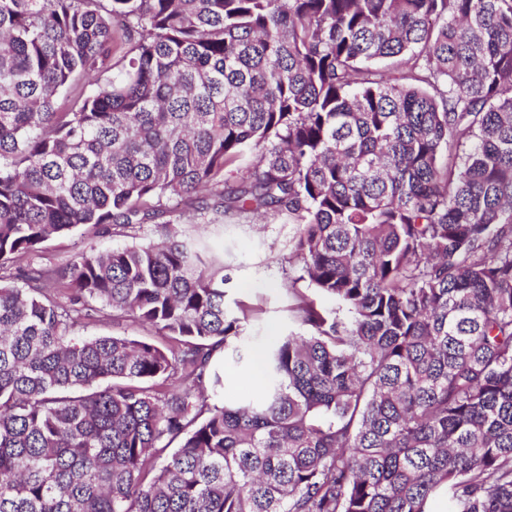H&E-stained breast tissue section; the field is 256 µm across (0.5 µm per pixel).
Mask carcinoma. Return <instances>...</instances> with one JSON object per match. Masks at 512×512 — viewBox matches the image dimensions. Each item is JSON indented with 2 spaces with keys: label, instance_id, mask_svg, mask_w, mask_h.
I'll use <instances>...</instances> for the list:
<instances>
[{
  "label": "carcinoma",
  "instance_id": "cac0c4a2",
  "mask_svg": "<svg viewBox=\"0 0 512 512\" xmlns=\"http://www.w3.org/2000/svg\"><path fill=\"white\" fill-rule=\"evenodd\" d=\"M206 187L295 225L299 279L337 303L290 288L307 332L266 345L254 398L219 397L248 315L173 220L40 264ZM101 309L160 340L77 335ZM440 491L512 512V0H0V512ZM169 219L164 217L156 223L146 224L139 232L136 238L127 236L117 230H110L108 233L94 235V229L88 226H82L74 230L66 237L57 238L49 241L42 253L40 261L49 268H57L64 264L70 257L78 251L87 241L93 240L101 250L125 246L131 243H148L157 240L153 224H161Z\"/></svg>",
  "mask_w": 512,
  "mask_h": 512
}]
</instances>
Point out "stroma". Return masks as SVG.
I'll return each mask as SVG.
<instances>
[{"instance_id": "obj_1", "label": "stroma", "mask_w": 512, "mask_h": 512, "mask_svg": "<svg viewBox=\"0 0 512 512\" xmlns=\"http://www.w3.org/2000/svg\"><path fill=\"white\" fill-rule=\"evenodd\" d=\"M161 206L174 209L173 220L181 233L205 235L214 247L223 248L224 273L228 277L225 301L230 304L238 300L252 308V317L243 327L251 348L261 347L269 336L299 331V324L288 312L286 291L288 282L301 273L299 261L291 254L293 225L273 215L260 221L251 214H204L184 200L165 198ZM156 238L150 223L134 238L114 230L98 235L91 227L82 226L68 236L49 241L41 261L46 267H59L90 240L106 250Z\"/></svg>"}]
</instances>
